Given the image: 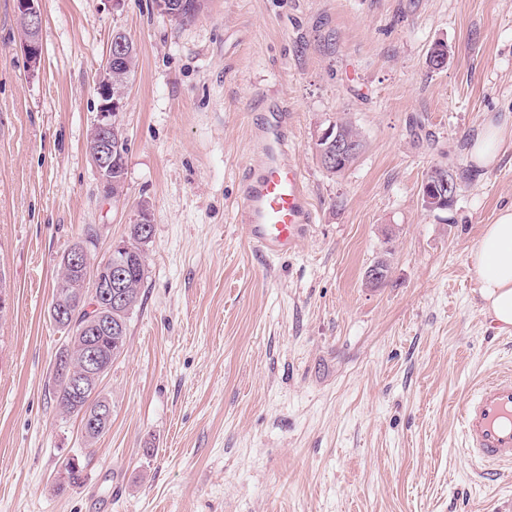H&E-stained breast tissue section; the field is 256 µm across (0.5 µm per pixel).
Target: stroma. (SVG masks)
Masks as SVG:
<instances>
[{"label": "stroma", "instance_id": "obj_1", "mask_svg": "<svg viewBox=\"0 0 512 512\" xmlns=\"http://www.w3.org/2000/svg\"><path fill=\"white\" fill-rule=\"evenodd\" d=\"M41 9L32 70L0 0V512H512V466L471 461L458 427L469 389L512 369L469 261L512 205V0H204L185 24L152 0ZM116 30L137 52L117 202L86 150ZM438 42L450 59L433 71ZM263 99L294 114L317 214L271 263L234 221ZM339 116L365 149L333 176L314 142ZM491 118L508 134L480 168L469 150ZM439 164L458 190L430 212ZM143 203V304L90 445L51 394L58 260L88 232L107 256ZM69 457L85 481L60 492Z\"/></svg>", "mask_w": 512, "mask_h": 512}]
</instances>
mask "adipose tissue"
I'll use <instances>...</instances> for the list:
<instances>
[{
	"label": "adipose tissue",
	"instance_id": "obj_1",
	"mask_svg": "<svg viewBox=\"0 0 512 512\" xmlns=\"http://www.w3.org/2000/svg\"><path fill=\"white\" fill-rule=\"evenodd\" d=\"M469 259L484 313L498 331L512 334V206L503 208L494 223L484 225Z\"/></svg>",
	"mask_w": 512,
	"mask_h": 512
}]
</instances>
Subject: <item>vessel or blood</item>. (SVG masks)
Masks as SVG:
<instances>
[{
    "label": "vessel or blood",
    "mask_w": 512,
    "mask_h": 512,
    "mask_svg": "<svg viewBox=\"0 0 512 512\" xmlns=\"http://www.w3.org/2000/svg\"><path fill=\"white\" fill-rule=\"evenodd\" d=\"M292 114L281 100L259 107L250 136L259 150L238 183L236 220L261 257L295 252L315 222L290 145ZM464 445L477 461L512 463V370L477 382L460 408Z\"/></svg>",
    "instance_id": "obj_1"
}]
</instances>
